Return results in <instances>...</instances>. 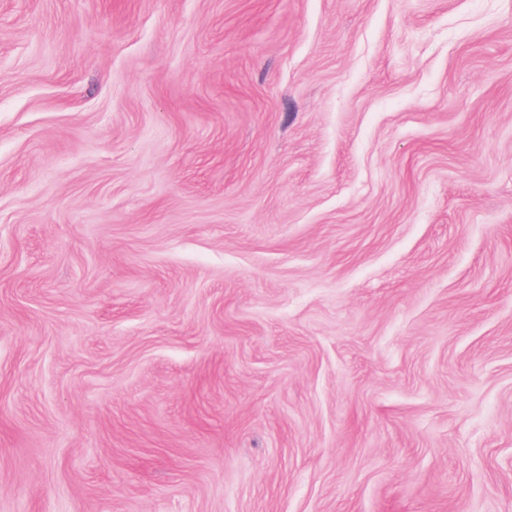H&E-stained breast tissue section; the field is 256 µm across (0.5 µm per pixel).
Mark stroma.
<instances>
[{
  "instance_id": "1",
  "label": "stroma",
  "mask_w": 512,
  "mask_h": 512,
  "mask_svg": "<svg viewBox=\"0 0 512 512\" xmlns=\"http://www.w3.org/2000/svg\"><path fill=\"white\" fill-rule=\"evenodd\" d=\"M0 512H512V0H0Z\"/></svg>"
}]
</instances>
